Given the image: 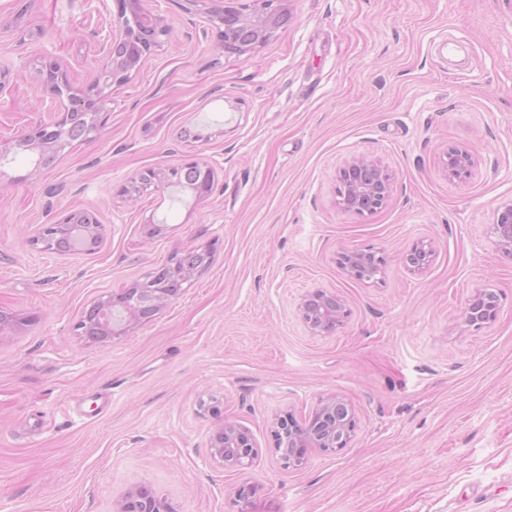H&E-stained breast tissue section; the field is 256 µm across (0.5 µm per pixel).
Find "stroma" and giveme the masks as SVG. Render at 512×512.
Wrapping results in <instances>:
<instances>
[{"mask_svg": "<svg viewBox=\"0 0 512 512\" xmlns=\"http://www.w3.org/2000/svg\"><path fill=\"white\" fill-rule=\"evenodd\" d=\"M145 6L169 34L113 85L101 135L40 170L0 162V310L19 319L0 331V512H114L136 485L170 512H512V256L491 229L512 204V0H288L231 57L210 0ZM116 19V0H0V145L58 113L40 62L88 85ZM452 147L473 156L465 179ZM357 157L389 176L365 217L338 194ZM192 159L214 170L206 196L118 192ZM71 210L100 218L99 250L34 245ZM207 245L155 319L104 346L76 330L99 297ZM368 248L386 258L373 278L339 265ZM317 289L349 312L333 332L299 310ZM479 291L499 309L476 326L462 310ZM332 397L355 414L348 446L284 467L275 418ZM214 405L250 431L251 465L211 458ZM473 163V157L467 150L451 149L448 151V172L452 177L468 176Z\"/></svg>", "mask_w": 512, "mask_h": 512, "instance_id": "stroma-1", "label": "stroma"}]
</instances>
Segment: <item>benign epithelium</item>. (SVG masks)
<instances>
[{
	"instance_id": "benign-epithelium-1",
	"label": "benign epithelium",
	"mask_w": 512,
	"mask_h": 512,
	"mask_svg": "<svg viewBox=\"0 0 512 512\" xmlns=\"http://www.w3.org/2000/svg\"><path fill=\"white\" fill-rule=\"evenodd\" d=\"M143 0H118L121 23L98 41V52L102 67L96 78L84 88H75L61 66L53 60H46L40 70V83L57 99H66L68 105L61 116L49 122L39 121L17 141L16 146L37 155L36 167L54 158L72 140V131L81 128L85 139L92 140L100 135L104 127L102 111L108 101L112 85L126 80L138 71L146 60L148 51L132 57H122L119 48L127 42L131 27L141 24L155 36L167 35L168 28L162 20L142 7ZM287 0H254L255 7L247 12L235 11L238 25L250 34V43L235 51L241 55L264 44L287 19ZM473 157L466 150L448 151L449 175L462 178L470 174ZM194 171L200 174V181L192 190L201 195L209 193L214 182V172L205 162L190 160L178 169H157L148 171V176L137 173L119 188V193L135 201L152 192H159L174 184V172ZM344 195V209L362 214L361 205L368 199L386 201L388 177L374 162L355 159L340 171ZM75 212L70 211L53 224H44L34 242L42 250L61 256H74L98 249L104 241V224L98 216L86 212L89 221L81 224L82 243L74 244L73 229L78 222ZM495 243L500 251L512 256V204L500 206L495 211L492 224ZM421 243L414 244L404 255L403 262L409 266L421 267L428 262L423 256ZM190 258L174 257L163 265L167 277L174 287L150 288L148 283H134L118 293L98 298L89 312L79 320L76 329L89 342L105 344L127 334L135 326L151 320L176 299L195 276L206 268L212 259L209 246L195 248L188 252ZM384 264V258L371 250H347L340 255L344 269L357 277L370 263ZM498 309L496 296L485 292L475 294L464 309L465 320L481 325L495 318ZM304 321L315 332L330 333L336 329L347 310L333 293L317 289L307 294L300 303ZM209 412L216 420L209 438L211 457L227 467H242L252 463L256 450L248 429L224 417L220 408L212 406ZM356 429L355 414L341 399H328L317 407L312 419L300 424L290 413L275 419L272 437L274 451L281 460L298 465L305 459L311 448L324 451H338L349 444ZM114 512H167L165 504L155 497L144 485L130 488L117 503Z\"/></svg>"
}]
</instances>
